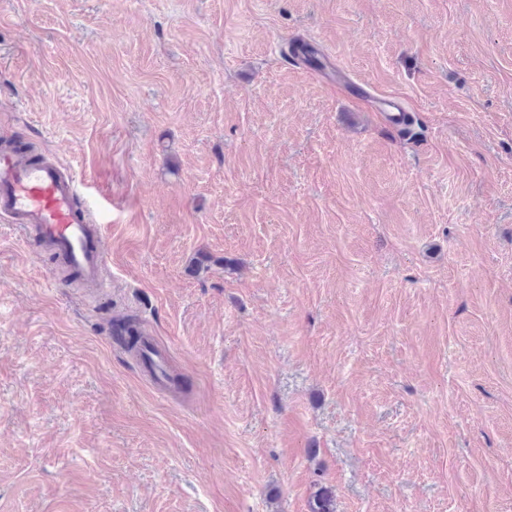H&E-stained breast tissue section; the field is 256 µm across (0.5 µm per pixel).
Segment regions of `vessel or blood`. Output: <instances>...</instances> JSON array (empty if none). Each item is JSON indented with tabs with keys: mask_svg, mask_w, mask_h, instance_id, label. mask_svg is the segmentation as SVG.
Masks as SVG:
<instances>
[{
	"mask_svg": "<svg viewBox=\"0 0 512 512\" xmlns=\"http://www.w3.org/2000/svg\"><path fill=\"white\" fill-rule=\"evenodd\" d=\"M392 126L405 123L395 97L373 102ZM79 184L56 159L33 154L15 142L0 146V217L19 225L65 271H78L83 285H107L106 251L94 214L76 204Z\"/></svg>",
	"mask_w": 512,
	"mask_h": 512,
	"instance_id": "1",
	"label": "vessel or blood"
}]
</instances>
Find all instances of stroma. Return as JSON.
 Returning <instances> with one entry per match:
<instances>
[{"label": "stroma", "instance_id": "1", "mask_svg": "<svg viewBox=\"0 0 512 512\" xmlns=\"http://www.w3.org/2000/svg\"><path fill=\"white\" fill-rule=\"evenodd\" d=\"M5 138L112 285L0 221V512H512V0H0ZM376 112H381L386 122L391 126H406L405 108L402 102L395 97H379L373 101Z\"/></svg>", "mask_w": 512, "mask_h": 512}]
</instances>
